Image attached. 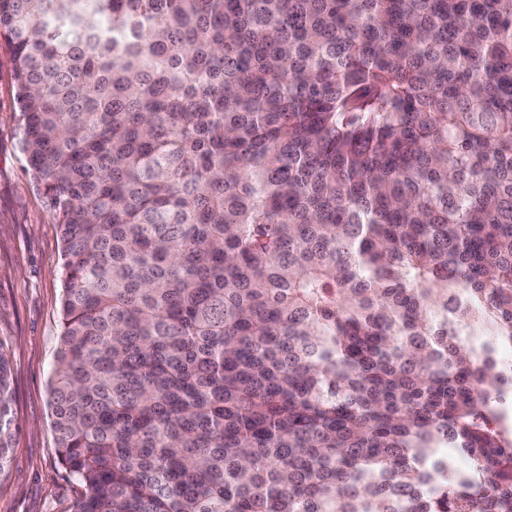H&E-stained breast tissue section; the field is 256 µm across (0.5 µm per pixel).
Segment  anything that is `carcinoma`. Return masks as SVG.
<instances>
[{
  "mask_svg": "<svg viewBox=\"0 0 512 512\" xmlns=\"http://www.w3.org/2000/svg\"><path fill=\"white\" fill-rule=\"evenodd\" d=\"M0 38L70 512H512V0H0ZM12 403L0 342V474Z\"/></svg>",
  "mask_w": 512,
  "mask_h": 512,
  "instance_id": "carcinoma-1",
  "label": "carcinoma"
}]
</instances>
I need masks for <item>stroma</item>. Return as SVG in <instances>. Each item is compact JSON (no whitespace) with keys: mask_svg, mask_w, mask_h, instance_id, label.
Wrapping results in <instances>:
<instances>
[{"mask_svg":"<svg viewBox=\"0 0 512 512\" xmlns=\"http://www.w3.org/2000/svg\"><path fill=\"white\" fill-rule=\"evenodd\" d=\"M12 66L0 38V341L11 355L19 422L0 477V512H67L75 486L57 458L49 395L62 295L60 231L20 148Z\"/></svg>","mask_w":512,"mask_h":512,"instance_id":"obj_1","label":"stroma"}]
</instances>
